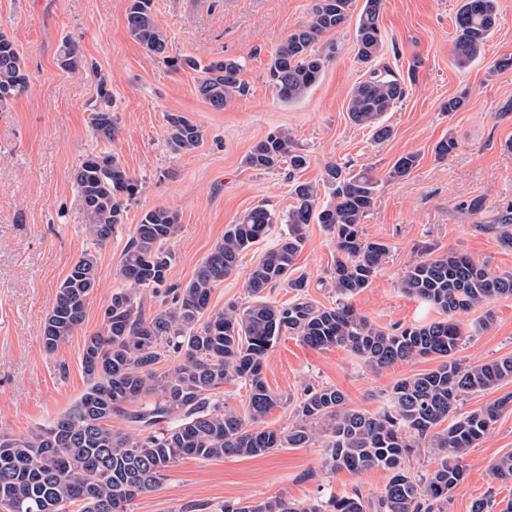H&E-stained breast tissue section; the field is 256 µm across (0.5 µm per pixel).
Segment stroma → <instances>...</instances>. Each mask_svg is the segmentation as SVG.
I'll use <instances>...</instances> for the list:
<instances>
[{
  "instance_id": "obj_1",
  "label": "stroma",
  "mask_w": 512,
  "mask_h": 512,
  "mask_svg": "<svg viewBox=\"0 0 512 512\" xmlns=\"http://www.w3.org/2000/svg\"><path fill=\"white\" fill-rule=\"evenodd\" d=\"M311 5V0H155L171 54L242 62L245 92L219 111L198 95V71L167 67L130 36L127 0H0V30L14 41L30 74L27 90L0 110V436L25 435L53 422L83 394L84 338L100 328L104 307L123 287V250L141 213L155 207L179 216L181 229L166 244L173 255L168 279L184 284L223 239L227 225L248 209L265 204L287 211L294 203L293 181L320 182L328 162L354 170L368 166L379 186L363 233L389 247L369 287L354 299L372 322L391 328L436 319L435 310L400 288L408 266L421 258V246L437 255H468L498 275L512 273V252L502 250L489 229L512 202V150L505 147L512 141V111L503 109L512 104V69L494 68L498 59L512 56V0H498V25L464 69L453 54L460 0H384L381 61L402 74L415 69L417 82L384 115L393 134L381 143L347 115L349 92L365 77L354 60V22L317 43V50L331 56L319 82L297 101H279L268 78L271 54L306 22ZM66 38L80 42L86 71L70 74L59 67L58 50ZM102 85L112 94L121 127L111 142L97 137L91 125L102 104ZM456 96L464 99L462 109L444 112ZM176 112L203 130L199 147L182 155L170 153L164 141L166 116ZM280 129L308 155V167L296 176L285 165L248 168L244 158L251 147ZM449 136L457 147L448 159L437 160L434 147ZM100 152L118 155L141 183L125 224L104 245L86 230L73 182L76 166ZM413 152L420 155L418 166L404 178L388 179L396 160ZM474 199L481 200V210H466ZM283 230L273 225L265 240L242 256L237 273L214 288L212 309L230 301L250 303L247 274ZM85 253L98 262V287L85 322L55 353H47L44 327L56 291ZM335 256L321 225H309L295 272L304 276V295L315 305L336 301ZM488 310L493 321L479 329ZM462 320L467 334L457 354L462 363L512 356V297L476 307ZM265 364L267 385L280 404L263 424L284 429L306 386L336 387L352 406L374 411L395 382L436 362L418 358L376 372L346 350H314L288 335ZM509 452L511 409L468 450L466 476L442 512H471L476 500L488 496L512 499V483L495 481L488 471L493 459ZM324 458L319 441L253 458H187L168 470L158 490L136 498L132 512H180L191 502L217 510L229 501L273 497L308 503L356 492L368 499L386 483L382 472L331 473Z\"/></svg>"
}]
</instances>
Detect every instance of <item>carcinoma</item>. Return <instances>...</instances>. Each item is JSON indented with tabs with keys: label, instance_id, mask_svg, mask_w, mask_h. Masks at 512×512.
Masks as SVG:
<instances>
[{
	"label": "carcinoma",
	"instance_id": "carcinoma-1",
	"mask_svg": "<svg viewBox=\"0 0 512 512\" xmlns=\"http://www.w3.org/2000/svg\"><path fill=\"white\" fill-rule=\"evenodd\" d=\"M383 0H363L355 27L356 60L367 76L350 91L348 116L370 129L379 142L392 135L382 117L401 103L416 83V70L403 77L380 62L383 37L379 15ZM354 0H314L307 22L288 35L272 55L270 82L278 99L291 103L320 80L328 57L316 50L326 33L351 16ZM497 0H462L454 17V57L465 67L475 60L497 27ZM129 34L165 65L199 70V96L222 110L243 92L242 64L236 58L207 64L168 54L166 33L155 19L154 0H127ZM59 65L69 72L87 67L81 45L65 39ZM30 82L27 64L15 43L0 30V108L23 93ZM94 133L117 138L116 117L107 109L92 114ZM203 130L180 113L166 114L169 152L185 154L201 143ZM288 163L298 172L307 165L288 132L279 130L258 141L245 157L254 170ZM419 154L400 157L388 178L407 176ZM88 233L104 244L125 223L127 203L140 192L139 181L112 153L88 155L76 168ZM319 187L296 181V205L280 214L259 204L224 230V238L187 283L167 282L172 255L165 244L180 231L179 217L164 207L143 212L124 250L120 275L125 287L112 293L99 331L85 337L81 366L87 388L60 417L27 435L0 437V512H130L139 496L158 488L166 470L185 458L201 460L256 457L278 448H306L317 438L328 448L330 471L354 474L381 470L387 483L375 505L356 494L331 496L312 504L281 497L243 505L226 502L220 512H438L449 493L464 479L468 449L489 433L500 413L512 406V392L465 415L456 414L464 397L512 381V357L463 364L455 358L466 336L456 316L512 296V274L496 275L486 264L447 252L411 264L401 291L437 310L443 318L386 330L353 305L367 288L388 252L370 240L361 224L372 209L378 180L369 167L358 171L336 163L325 167ZM287 226L247 277L252 302H229L213 311V289L237 271L244 253L263 240L276 223ZM322 226L336 247L331 306L302 298L304 278H292L306 240V228ZM495 240L512 250V217L505 213ZM297 292L288 304L275 305L264 291L281 282ZM98 286L97 261L81 255L57 288L47 316L43 345L47 352L83 324L86 307ZM164 289L169 300L147 316L140 289ZM286 335L316 349L342 348L374 370L433 356L439 364L397 381L376 412L350 407L332 386H311L295 406L288 429L255 430L278 404L265 380V358ZM171 361L167 374L157 365ZM249 387L244 413L212 400L227 383ZM125 418L138 431L112 430V417ZM419 448L437 457L435 468L420 477L405 466ZM492 479L512 482V453L490 466Z\"/></svg>",
	"mask_w": 512,
	"mask_h": 512
}]
</instances>
